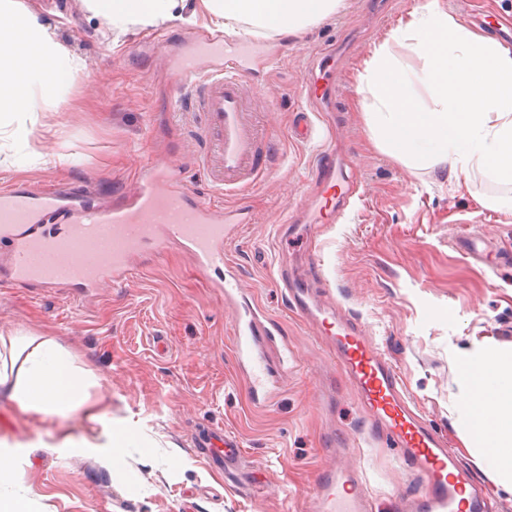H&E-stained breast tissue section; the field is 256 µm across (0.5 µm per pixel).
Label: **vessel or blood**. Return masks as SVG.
Wrapping results in <instances>:
<instances>
[{
    "mask_svg": "<svg viewBox=\"0 0 512 512\" xmlns=\"http://www.w3.org/2000/svg\"><path fill=\"white\" fill-rule=\"evenodd\" d=\"M200 45L205 56L217 60V67L206 71L188 59L177 70L181 97L204 118L207 141L198 170L216 191H240L268 174V162L259 151L263 132L245 87L249 51L220 36L203 37ZM341 178L335 148L323 146L315 184L336 218L357 193L354 183H342ZM251 221L243 208L215 209L184 184L180 170L163 160L144 172L127 204L110 209L54 189L14 187L0 192V243L8 244L11 252L5 280L17 286L69 285L92 295L106 286H126L142 250L158 252L172 244L188 251L198 272L223 270L229 264L228 242L240 225ZM276 283L301 316L318 320L332 346L333 363L361 396L371 439L390 443L422 481L420 494L394 496L389 512H488L484 485L459 465L444 434L422 422L404 394L396 365L358 322L328 320L308 289L285 269H278ZM214 286L225 304L236 308L234 350L248 377L249 394L255 403H267L274 393L263 380L260 343L275 340L277 329L257 309L240 303L235 275L226 274ZM206 448L213 463L228 474L242 455L235 437L220 428L210 431ZM379 510L359 473L333 468L319 474L314 512Z\"/></svg>",
    "mask_w": 512,
    "mask_h": 512,
    "instance_id": "vessel-or-blood-1",
    "label": "vessel or blood"
}]
</instances>
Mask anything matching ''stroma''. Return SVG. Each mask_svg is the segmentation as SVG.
<instances>
[{
    "label": "stroma",
    "instance_id": "35a3bbf8",
    "mask_svg": "<svg viewBox=\"0 0 512 512\" xmlns=\"http://www.w3.org/2000/svg\"><path fill=\"white\" fill-rule=\"evenodd\" d=\"M22 2L86 68L54 100L51 130L37 126L24 139L0 128V188L84 185L111 207L127 200L142 169L167 160L216 207L251 213L227 255L243 294L280 330L262 346L278 391L258 406L232 347L234 312L179 246L145 253L126 288L93 296L0 282V331L56 339L97 378L95 421L84 409L63 418L0 397V440L20 446L17 480L32 491V512H310L318 473L340 463L358 466L379 498L416 493L420 480L394 449L364 446L370 422L356 390L331 362L319 326L274 285L282 264L336 314L363 326L426 422L489 485L495 512H512V491L464 438L457 379L460 355L478 343L512 348V186L475 170L467 188L449 190L435 174L376 150L355 108L356 74L369 49L422 0H344L301 33L259 36L250 106L267 138L270 173L230 197L200 176L201 117L176 90L174 64L207 27L146 28L116 43L83 0ZM446 2L465 25L512 47V0ZM268 49L275 63H267ZM330 50L340 57L336 132L307 93ZM303 112L316 125L310 142L295 134ZM324 144L335 145L360 196L337 223L284 229L286 211L316 207L312 174ZM470 237L482 241L483 261L458 247ZM108 421L137 430L120 471L105 467L100 453L57 445L65 434L102 433ZM214 425L244 450L239 478L225 479L198 446Z\"/></svg>",
    "mask_w": 512,
    "mask_h": 512
}]
</instances>
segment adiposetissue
Masks as SVG:
<instances>
[{
    "label": "adipose tissue",
    "instance_id": "obj_1",
    "mask_svg": "<svg viewBox=\"0 0 512 512\" xmlns=\"http://www.w3.org/2000/svg\"><path fill=\"white\" fill-rule=\"evenodd\" d=\"M93 16L122 36L148 27H207L241 37L263 30L292 35L337 12L343 0H201L184 14L180 0H84ZM421 62L406 66L400 51ZM37 16L17 0H0V127L25 125L40 99L72 85L83 69ZM358 106L375 146L404 165L447 170L461 188L472 170L512 184V49L449 13L446 0H423L376 43L357 75ZM461 428L512 489V351L493 343L467 351ZM91 370L51 338L0 332V395L22 409L65 415L89 406ZM131 428L111 427L103 440L63 436V448L105 446V463L122 464Z\"/></svg>",
    "mask_w": 512,
    "mask_h": 512
}]
</instances>
